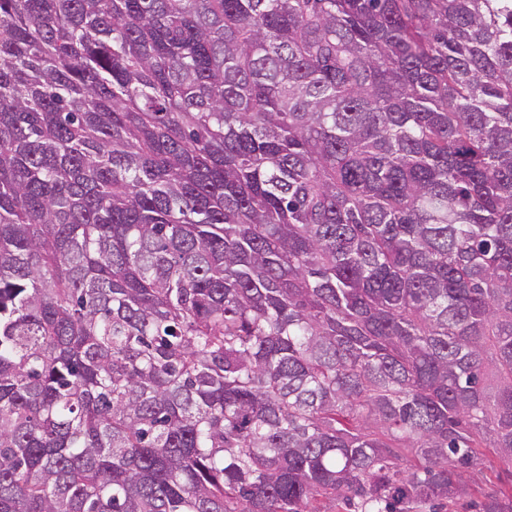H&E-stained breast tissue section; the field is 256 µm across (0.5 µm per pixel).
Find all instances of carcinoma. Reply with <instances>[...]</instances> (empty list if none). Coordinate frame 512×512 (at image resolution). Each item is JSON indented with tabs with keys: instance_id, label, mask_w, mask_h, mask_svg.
Instances as JSON below:
<instances>
[{
	"instance_id": "obj_1",
	"label": "carcinoma",
	"mask_w": 512,
	"mask_h": 512,
	"mask_svg": "<svg viewBox=\"0 0 512 512\" xmlns=\"http://www.w3.org/2000/svg\"><path fill=\"white\" fill-rule=\"evenodd\" d=\"M486 448L512 0H0V512H412Z\"/></svg>"
}]
</instances>
